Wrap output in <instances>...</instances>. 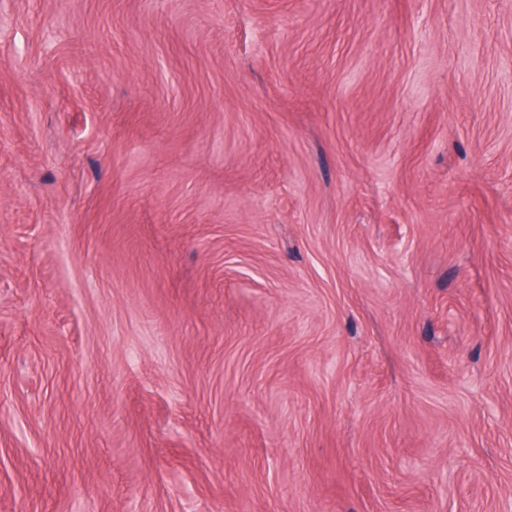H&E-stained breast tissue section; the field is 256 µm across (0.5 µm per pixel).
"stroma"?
<instances>
[{
	"instance_id": "obj_1",
	"label": "stroma",
	"mask_w": 512,
	"mask_h": 512,
	"mask_svg": "<svg viewBox=\"0 0 512 512\" xmlns=\"http://www.w3.org/2000/svg\"><path fill=\"white\" fill-rule=\"evenodd\" d=\"M0 512H512V0H0Z\"/></svg>"
}]
</instances>
